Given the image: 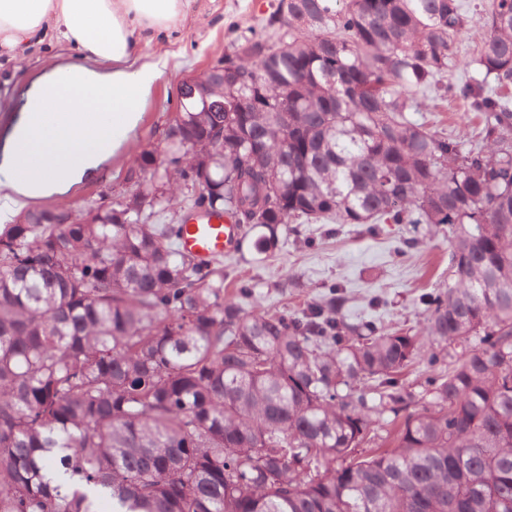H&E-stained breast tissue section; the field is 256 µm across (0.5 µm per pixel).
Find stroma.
<instances>
[{
  "label": "stroma",
  "instance_id": "stroma-1",
  "mask_svg": "<svg viewBox=\"0 0 512 512\" xmlns=\"http://www.w3.org/2000/svg\"><path fill=\"white\" fill-rule=\"evenodd\" d=\"M272 0H187L184 20L166 36L141 45L145 60L166 58L168 67L140 105L141 120L127 141L104 162L96 180L72 186L61 195L34 201V208L55 207L75 212L94 204L101 195L118 194L128 167L147 146L163 144V131L176 107L175 91L185 78L206 71L224 55L238 36L259 28L271 11ZM73 49L44 42L14 59L0 57V148L20 119V103L41 73L67 62ZM463 101L441 104L436 111L416 113L429 126L461 137L473 126ZM416 236L418 245L398 255L400 238ZM448 274V236L429 234L427 225L383 224L372 232L363 225L301 224L286 237L273 257L259 262L250 248L224 258V295L237 299L248 289V304L276 311H293L307 300L342 288L348 298L347 320H374L389 326L420 328L425 311L422 294L432 292Z\"/></svg>",
  "mask_w": 512,
  "mask_h": 512
}]
</instances>
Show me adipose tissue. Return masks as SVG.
Instances as JSON below:
<instances>
[{"label": "adipose tissue", "instance_id": "ef3b65f1", "mask_svg": "<svg viewBox=\"0 0 512 512\" xmlns=\"http://www.w3.org/2000/svg\"><path fill=\"white\" fill-rule=\"evenodd\" d=\"M185 0H0V49L51 38L75 51L28 92L0 160V206L22 208L83 182L140 119L166 68L142 42L176 28Z\"/></svg>", "mask_w": 512, "mask_h": 512}]
</instances>
